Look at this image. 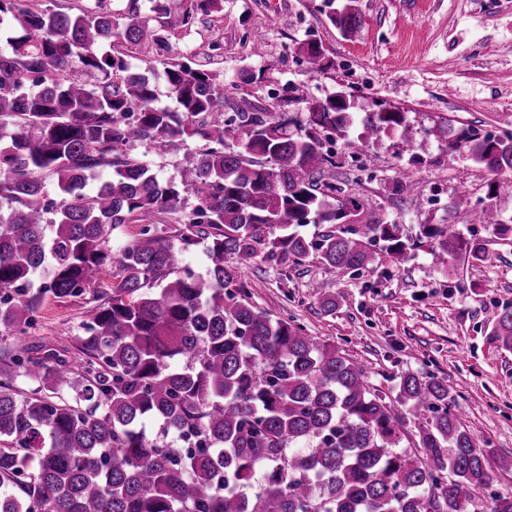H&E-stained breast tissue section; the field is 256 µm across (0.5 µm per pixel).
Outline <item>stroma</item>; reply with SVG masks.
<instances>
[{
  "label": "stroma",
  "mask_w": 512,
  "mask_h": 512,
  "mask_svg": "<svg viewBox=\"0 0 512 512\" xmlns=\"http://www.w3.org/2000/svg\"><path fill=\"white\" fill-rule=\"evenodd\" d=\"M191 0H168L159 14L145 0L141 19L163 30L166 50L152 44L125 48L131 65L159 66L186 55L224 81V110L244 103L271 118L288 113L308 122V102L346 92L357 115L377 104L405 113V131L337 140L336 184L365 200L418 246L403 260L373 249L374 261L355 273L333 269L317 255L288 270L255 258L239 267L258 307L296 320L309 334L334 343L368 372L371 388L393 401L403 374L433 375L454 389L453 410L479 447L512 455V349L492 329L512 307V240L497 243L499 262L486 267L465 257L441 267L426 224H447L455 209L479 206L492 180L466 149L449 151L434 129L444 120L500 134L512 120V0H355L360 26L349 35L332 27L327 0H218L180 26ZM317 40L330 60L312 77L298 49ZM250 72L242 81V72ZM195 140L155 153L132 147L160 177L178 178ZM415 174V191L398 190L402 170ZM336 298L324 312L321 294ZM90 305L87 298L46 299L29 336L0 332V352L43 343L71 348Z\"/></svg>",
  "instance_id": "stroma-1"
}]
</instances>
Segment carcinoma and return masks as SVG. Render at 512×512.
<instances>
[{"instance_id":"carcinoma-1","label":"carcinoma","mask_w":512,"mask_h":512,"mask_svg":"<svg viewBox=\"0 0 512 512\" xmlns=\"http://www.w3.org/2000/svg\"><path fill=\"white\" fill-rule=\"evenodd\" d=\"M216 0H194L179 24ZM141 0L114 13H65L28 0H0V330L25 335L44 300L77 298L118 264L121 279L81 322L76 352L44 344L0 356V512H477L491 453L451 410L448 381L400 377L397 402L417 422L418 447L400 446V416L372 392L364 365L336 345L250 302L249 285L224 257H262L286 269L310 254L359 272L382 244L404 258L416 242L361 198L336 199V162L324 140L355 124L376 135L406 130L399 111L352 112L339 91L309 106L304 132L283 112H224L218 75L182 56L133 69L112 44L167 38L140 18ZM340 33L360 17L348 3L327 15ZM322 43L299 48L309 75L324 71ZM81 64L84 81L73 74ZM164 82L174 107L154 105ZM448 149L465 148L494 174L479 210L454 211L512 237L497 199L512 188V133L438 124ZM206 149L164 180L129 152L177 141ZM60 200L45 201L42 175ZM178 219L179 245L156 224ZM138 232L108 246L113 231ZM341 224L313 240L307 224ZM443 265L465 252L500 256L450 225H423ZM206 242V270L183 254ZM159 291H153L154 287ZM493 336L512 349V310ZM23 377L36 385L25 393ZM155 421L161 434L149 436ZM184 431L200 437L181 453Z\"/></svg>"}]
</instances>
